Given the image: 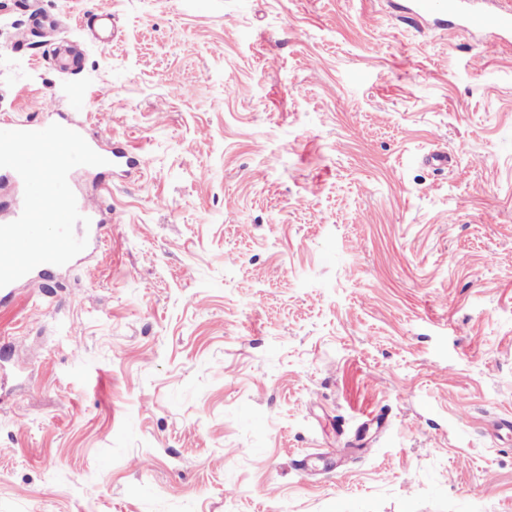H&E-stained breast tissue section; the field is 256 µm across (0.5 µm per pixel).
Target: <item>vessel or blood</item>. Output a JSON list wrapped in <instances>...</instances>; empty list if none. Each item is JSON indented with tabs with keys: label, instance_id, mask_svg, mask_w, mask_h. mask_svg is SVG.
<instances>
[{
	"label": "vessel or blood",
	"instance_id": "obj_1",
	"mask_svg": "<svg viewBox=\"0 0 512 512\" xmlns=\"http://www.w3.org/2000/svg\"><path fill=\"white\" fill-rule=\"evenodd\" d=\"M497 3L498 0H410L407 10L424 21L432 19L467 30H482L484 36L480 45L484 50L492 51L498 48L504 36L512 35V7L501 9ZM71 129L80 134L96 153L106 158L104 172L119 170L127 173L138 166V157L127 150L119 147L104 148L100 132L81 123L72 124ZM77 208L90 220L89 226L81 230L88 240L87 247L97 249L103 236L102 210L85 196L78 197Z\"/></svg>",
	"mask_w": 512,
	"mask_h": 512
}]
</instances>
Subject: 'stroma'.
<instances>
[{"label":"stroma","instance_id":"obj_1","mask_svg":"<svg viewBox=\"0 0 512 512\" xmlns=\"http://www.w3.org/2000/svg\"><path fill=\"white\" fill-rule=\"evenodd\" d=\"M110 3L0 0V114L143 159L0 303V512H512V41ZM77 201V208L79 212L90 219V225L88 228H86L82 223L83 227L81 229L80 234L78 237H87L88 244L84 251H82L80 254H78L75 258L82 255L83 253L89 251V250H96L102 240L103 236V228H104V220L102 219V210L101 207L97 204L91 201L90 198L85 196H75ZM73 258V259H75ZM72 259V260H73ZM71 260V261H72Z\"/></svg>","mask_w":512,"mask_h":512}]
</instances>
